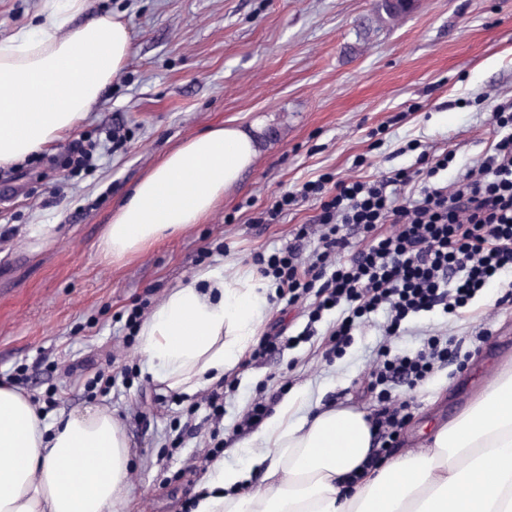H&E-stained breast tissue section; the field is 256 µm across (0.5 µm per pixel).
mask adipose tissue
Here are the masks:
<instances>
[{
  "label": "adipose tissue",
  "mask_w": 512,
  "mask_h": 512,
  "mask_svg": "<svg viewBox=\"0 0 512 512\" xmlns=\"http://www.w3.org/2000/svg\"><path fill=\"white\" fill-rule=\"evenodd\" d=\"M87 0H42L34 28L0 42V165L69 133L124 65L126 25L86 18ZM257 156L236 126L210 129L168 153L133 187L108 224L105 256L123 258L164 234L201 223ZM264 319L255 285L223 266L168 292L143 324L139 351L167 388L191 394L223 377ZM289 394L241 448L272 452L262 482L242 492L247 469L215 462L194 512H512V365L468 408L437 427L416 454L367 470L365 413H304ZM130 451L111 412L44 419L21 390L0 386V512H115Z\"/></svg>",
  "instance_id": "obj_1"
}]
</instances>
